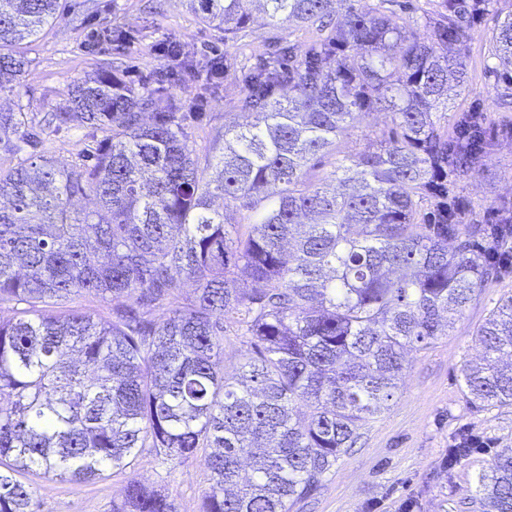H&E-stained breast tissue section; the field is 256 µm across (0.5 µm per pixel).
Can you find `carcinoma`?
Masks as SVG:
<instances>
[{"label": "carcinoma", "instance_id": "1", "mask_svg": "<svg viewBox=\"0 0 512 512\" xmlns=\"http://www.w3.org/2000/svg\"><path fill=\"white\" fill-rule=\"evenodd\" d=\"M355 2L190 0L226 40L253 3L320 32L244 77L250 121L224 126L206 169L172 103L110 65L43 118L109 132L79 164L27 152L34 119L0 109V156L17 159L0 167V303L25 305L0 319V512H39L26 474L90 481L145 448L182 461L208 449L204 512H288L355 445L358 423L389 410L407 350L446 335L500 276L492 254L512 209L466 227L456 194L494 147L487 109L436 115L466 90L471 28L494 0H441L427 41L408 29L407 0ZM59 13L60 0H0V89L21 80L24 41ZM491 59L512 97L511 12L497 16ZM373 112L388 117L381 139L340 154V136ZM81 199L95 208H74ZM242 208L253 222L236 220ZM83 294L112 302L108 316L46 313ZM233 316L250 350L229 377ZM476 336L483 363L463 369L466 400L512 404V295ZM474 493L481 512H512V448ZM112 512L178 509L131 481Z\"/></svg>", "mask_w": 512, "mask_h": 512}]
</instances>
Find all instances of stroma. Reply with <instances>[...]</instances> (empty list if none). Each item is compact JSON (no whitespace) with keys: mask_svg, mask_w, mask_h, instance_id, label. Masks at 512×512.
<instances>
[{"mask_svg":"<svg viewBox=\"0 0 512 512\" xmlns=\"http://www.w3.org/2000/svg\"><path fill=\"white\" fill-rule=\"evenodd\" d=\"M61 13L26 45L31 65L21 85L0 92V108H20L42 118L62 105L73 80L111 61L134 88L148 87L176 101L184 130L202 158L211 156L225 124L246 120L233 108L244 72L268 60L276 45L305 44L315 36L257 14L228 39L222 30L203 24L187 0H62ZM493 28L490 15L473 26L469 95L448 101L452 111L469 102L482 104L497 123L509 127L497 137L480 177L456 188L470 203L464 220L471 224L484 223L498 208L512 204V107L500 105L487 68ZM111 31L123 32L124 40L100 44V35ZM165 42L179 43L183 58L158 54V45ZM215 58L223 60L224 73L213 80L201 67ZM200 98L207 102L202 111L194 107ZM104 136V131L77 126L47 129L38 149L71 165ZM509 295L512 274L482 288L448 335L410 351L403 384L389 410L360 424L356 447L290 512H476L461 500L496 453L512 448V405L470 404L462 393V370L479 358L477 328ZM465 434L478 439L481 450L447 466L449 448ZM132 480L169 494L178 512H202L211 485L201 451L180 461L143 450L127 468L108 470L89 482L29 478L40 512H112L113 500Z\"/></svg>","mask_w":512,"mask_h":512,"instance_id":"1","label":"stroma"}]
</instances>
